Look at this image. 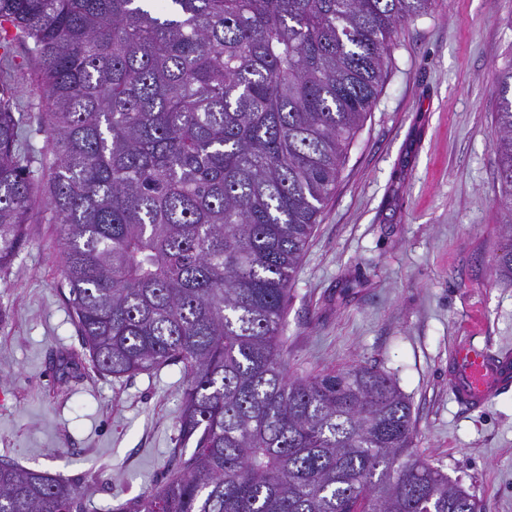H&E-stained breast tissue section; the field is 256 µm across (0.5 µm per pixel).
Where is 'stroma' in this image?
<instances>
[{
    "label": "stroma",
    "mask_w": 512,
    "mask_h": 512,
    "mask_svg": "<svg viewBox=\"0 0 512 512\" xmlns=\"http://www.w3.org/2000/svg\"><path fill=\"white\" fill-rule=\"evenodd\" d=\"M13 50L22 144L48 173L44 107ZM512 68V0H436L399 25L376 104L357 132L292 284L288 374L360 364L390 376L417 451L512 512V389L459 407L457 348L512 349V284L495 274L503 212L494 143L497 75ZM59 228L28 225L0 270V460L75 485L86 512L148 495L178 447L184 374H100L61 294Z\"/></svg>",
    "instance_id": "stroma-1"
}]
</instances>
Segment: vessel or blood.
Wrapping results in <instances>:
<instances>
[{"mask_svg":"<svg viewBox=\"0 0 512 512\" xmlns=\"http://www.w3.org/2000/svg\"><path fill=\"white\" fill-rule=\"evenodd\" d=\"M450 381L457 404L478 409L498 393L512 388V353H493L473 346L459 348L454 355Z\"/></svg>","mask_w":512,"mask_h":512,"instance_id":"obj_1","label":"vessel or blood"}]
</instances>
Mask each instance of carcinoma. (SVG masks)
I'll list each match as a JSON object with an SVG mask.
<instances>
[{
  "mask_svg": "<svg viewBox=\"0 0 512 512\" xmlns=\"http://www.w3.org/2000/svg\"><path fill=\"white\" fill-rule=\"evenodd\" d=\"M435 0H0V269L25 241L11 48L35 61L63 296L97 371L182 366L166 481L115 512H481L416 450L384 372L289 376L291 283L379 95L398 25ZM494 145L512 282V70ZM0 460V512H82Z\"/></svg>",
  "mask_w": 512,
  "mask_h": 512,
  "instance_id": "obj_1",
  "label": "carcinoma"
}]
</instances>
